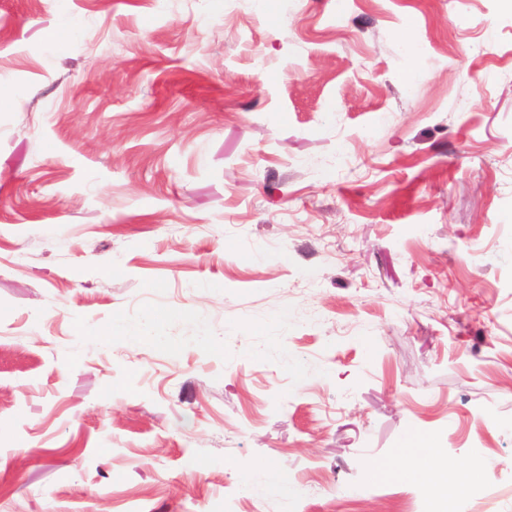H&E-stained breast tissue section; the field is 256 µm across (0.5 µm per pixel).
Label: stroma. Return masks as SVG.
I'll list each match as a JSON object with an SVG mask.
<instances>
[{
  "label": "stroma",
  "mask_w": 512,
  "mask_h": 512,
  "mask_svg": "<svg viewBox=\"0 0 512 512\" xmlns=\"http://www.w3.org/2000/svg\"><path fill=\"white\" fill-rule=\"evenodd\" d=\"M0 91V512H512L503 0H0ZM448 473L441 470H433L431 482L441 491V494L447 499L453 501L469 489V480L466 475L459 474L455 481L448 482Z\"/></svg>",
  "instance_id": "stroma-1"
}]
</instances>
